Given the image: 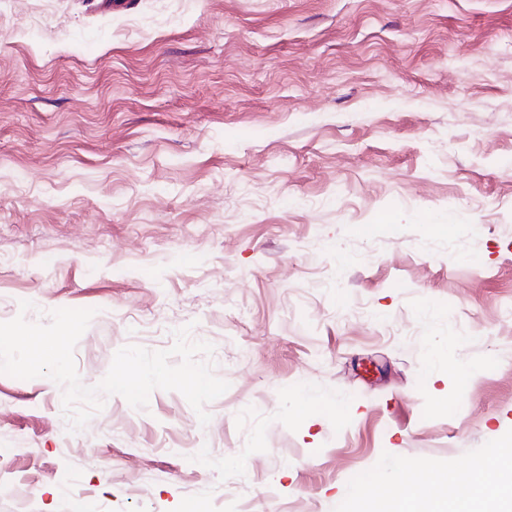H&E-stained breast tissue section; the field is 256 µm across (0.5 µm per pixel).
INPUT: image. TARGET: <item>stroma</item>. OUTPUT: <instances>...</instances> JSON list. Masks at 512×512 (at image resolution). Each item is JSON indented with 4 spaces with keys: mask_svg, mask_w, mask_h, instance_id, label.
<instances>
[{
    "mask_svg": "<svg viewBox=\"0 0 512 512\" xmlns=\"http://www.w3.org/2000/svg\"><path fill=\"white\" fill-rule=\"evenodd\" d=\"M60 308L84 385L186 326L228 388L74 431L0 374V512H332L512 448V0H0V322Z\"/></svg>",
    "mask_w": 512,
    "mask_h": 512,
    "instance_id": "1",
    "label": "stroma"
}]
</instances>
